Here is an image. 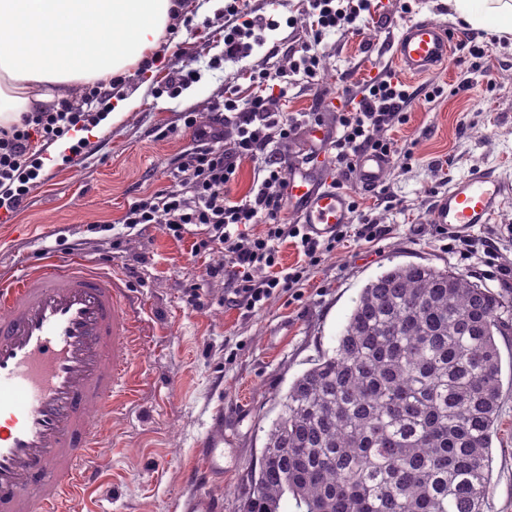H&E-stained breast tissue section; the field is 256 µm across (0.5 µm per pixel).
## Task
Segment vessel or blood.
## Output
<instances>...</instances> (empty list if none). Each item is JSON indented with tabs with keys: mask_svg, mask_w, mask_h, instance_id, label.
I'll use <instances>...</instances> for the list:
<instances>
[{
	"mask_svg": "<svg viewBox=\"0 0 512 512\" xmlns=\"http://www.w3.org/2000/svg\"><path fill=\"white\" fill-rule=\"evenodd\" d=\"M455 44L432 20L408 25L394 59L411 76L445 61ZM391 164L379 152L354 161L358 187L377 190ZM290 218L314 237H332L350 219L348 196L300 165L288 175ZM512 184L491 172L456 181L430 221L456 233L492 223ZM144 307L117 275L51 256L0 278V512H69L101 462L108 419L134 397L132 357L145 334ZM207 462L201 483L224 472V430L196 445Z\"/></svg>",
	"mask_w": 512,
	"mask_h": 512,
	"instance_id": "obj_1",
	"label": "vessel or blood"
}]
</instances>
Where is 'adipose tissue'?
I'll list each match as a JSON object with an SVG mask.
<instances>
[{"label": "adipose tissue", "instance_id": "1", "mask_svg": "<svg viewBox=\"0 0 512 512\" xmlns=\"http://www.w3.org/2000/svg\"><path fill=\"white\" fill-rule=\"evenodd\" d=\"M448 9L471 29L512 34V0ZM178 11L177 0H0V125L149 61Z\"/></svg>", "mask_w": 512, "mask_h": 512}]
</instances>
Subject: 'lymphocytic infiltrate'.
Here are the masks:
<instances>
[{"label":"lymphocytic infiltrate","mask_w":512,"mask_h":512,"mask_svg":"<svg viewBox=\"0 0 512 512\" xmlns=\"http://www.w3.org/2000/svg\"><path fill=\"white\" fill-rule=\"evenodd\" d=\"M311 15L318 34L345 29L361 13L369 11L370 0H309ZM278 26L273 19L247 20L224 30V57L235 60L247 57L260 33ZM276 75L263 71L254 76L257 91L246 105H239L235 95L224 98L222 108L229 112L232 137H225L221 126L212 124L198 134V143L179 158L166 189L133 202L121 218L129 227L161 224L174 238H182L188 226L205 227L207 236L196 241L199 250H218L224 255L220 266L207 270L208 276L224 279V301L253 312L261 309L278 293L296 288L307 265L316 263L334 250L337 241L353 237L367 242L381 238L382 225L359 218L345 224L335 237H312L301 224L285 223L283 211L288 201V164L271 155V135L290 139L301 124L313 122L312 114L294 115L281 112L277 99L269 91ZM441 88L425 94L401 82L377 78L362 90L351 108L339 115V130L330 143V161L337 169H348L363 150L395 155L393 142L380 138L385 128L401 121L417 96L433 100ZM86 117L71 103L58 108L23 113L18 123L0 126V209L20 207L30 192L34 170L29 169V143L33 133L56 141L70 132L84 128ZM257 161L258 170L249 194L240 201L228 198V191L238 174V162ZM249 224L263 225L259 234L246 233ZM294 238L304 256L303 263L284 267L279 262L278 244Z\"/></svg>","instance_id":"f902f5d3"}]
</instances>
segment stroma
I'll use <instances>...</instances> for the list:
<instances>
[{"mask_svg":"<svg viewBox=\"0 0 512 512\" xmlns=\"http://www.w3.org/2000/svg\"><path fill=\"white\" fill-rule=\"evenodd\" d=\"M208 0H183L156 53L154 75L132 70L88 105L90 116L111 110L115 100L140 93L138 107L119 123L97 128L72 161L42 165L30 193L9 223H0V275L48 255H80L96 268L118 274L146 303L150 334L136 353L138 393L108 424L109 445L95 487L75 497L76 512H183L184 501L211 492L223 512H241L258 469L266 433L293 380L332 351L361 289L398 264L448 266L498 292L512 305L500 266L512 267V237L497 260L466 259L451 249L429 221L438 196L456 179L489 170L512 183V38L479 31L484 56L466 61L454 50L429 74L404 76L393 53L411 22L430 19L464 40L466 27L448 16L442 0H372L356 26L317 35L307 0H247L249 17L274 18L263 45L243 59L224 58L223 9ZM315 44L316 80L289 73L278 103L287 113H318L322 128L335 130L337 114L372 79L393 75L414 88L466 82L467 95L414 100L405 123L385 135L397 143L383 192L354 186L353 173L335 170L327 149L302 129L272 146L295 165L314 161L350 187L371 223L389 229L381 240L343 241L309 266L295 296L275 295L255 313L225 304L224 280L206 269L219 253H196L194 235L175 239L160 225L130 230L121 218L134 201L170 186L179 155L197 144L183 116L193 112L210 125L226 90L246 103L257 91L252 74L288 64L289 47ZM192 65L196 83L171 95L169 73ZM334 104H327V97ZM224 423V476L196 483L206 464L195 444L215 420ZM490 512H512V385L504 384L492 438Z\"/></svg>","mask_w":512,"mask_h":512,"instance_id":"1","label":"stroma"}]
</instances>
